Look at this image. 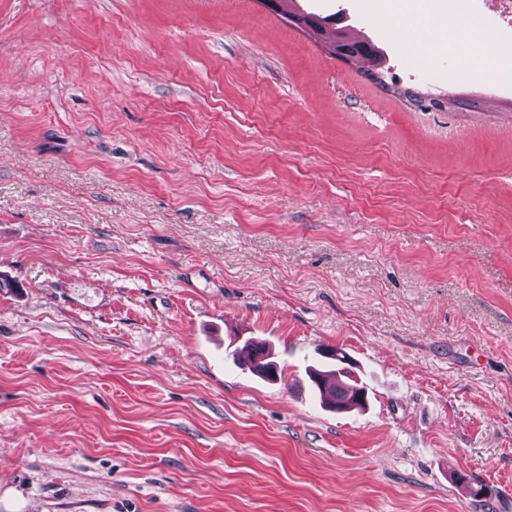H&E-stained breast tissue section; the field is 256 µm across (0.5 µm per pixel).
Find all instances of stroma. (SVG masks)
Masks as SVG:
<instances>
[{
	"label": "stroma",
	"mask_w": 512,
	"mask_h": 512,
	"mask_svg": "<svg viewBox=\"0 0 512 512\" xmlns=\"http://www.w3.org/2000/svg\"><path fill=\"white\" fill-rule=\"evenodd\" d=\"M375 4L0 0V512H512V72ZM416 19L403 31L409 53L422 63H429L448 51V26L457 28L466 21L458 13ZM334 42L336 43L334 53L339 57L346 58L351 57L354 54H360L362 56L373 57L374 69H379L378 66L382 64V55L379 50L365 46H352L342 39H338ZM245 352L242 365L246 366L250 371L261 374L264 378L274 380L278 372L277 365L268 361V355L265 348L255 341L246 342L240 350V353ZM260 359L261 365H256V360ZM273 370V373L270 372ZM331 359L348 367H338L336 370H331L330 373L315 371L311 375L312 381L320 391H328L333 398V406L337 410L351 408L356 405L364 403L365 392L363 386H359L357 380H354V372L351 370L350 363L347 359L337 350H333L329 354ZM341 377L346 380H342ZM327 386V387H326ZM334 390V394H333ZM336 392V394H335Z\"/></svg>",
	"instance_id": "35a3bbf8"
}]
</instances>
